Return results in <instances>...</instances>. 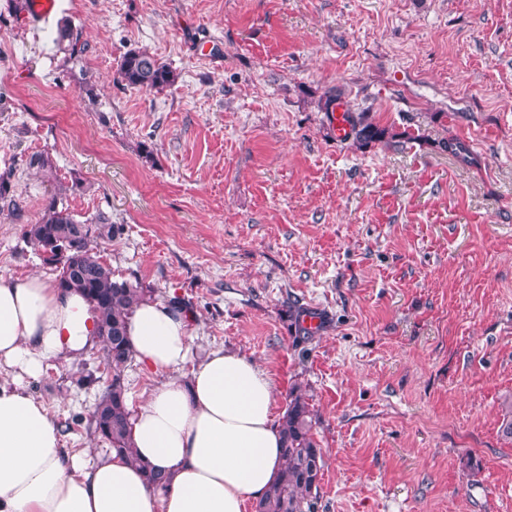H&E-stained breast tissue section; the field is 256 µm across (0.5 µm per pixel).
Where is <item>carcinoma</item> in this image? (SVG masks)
Listing matches in <instances>:
<instances>
[{"label": "carcinoma", "mask_w": 512, "mask_h": 512, "mask_svg": "<svg viewBox=\"0 0 512 512\" xmlns=\"http://www.w3.org/2000/svg\"><path fill=\"white\" fill-rule=\"evenodd\" d=\"M55 41L78 49V35L68 23L57 27ZM177 75L167 64L146 50L131 49L117 63L113 80L140 89H163L175 84ZM356 143L363 147L395 138L416 140L420 135L405 130L392 133L368 120L366 112L344 113ZM11 171L0 173V211L16 218L21 208L12 189ZM60 190L48 196L38 222L27 225L25 236L41 253L43 261L58 271L55 285L83 293L98 314V338L104 347V361L112 377L107 381L90 414L92 432L112 448L137 460L131 445V411L126 399L125 369L134 361L126 334V320L140 302L152 297L151 290L114 278L112 267L103 259L99 241L112 240L114 224L102 213L77 218ZM313 414L308 398L299 387L288 395V406L280 420L283 438L282 463L274 482L255 503V512H315L319 484L324 469L322 449L312 434Z\"/></svg>", "instance_id": "1"}]
</instances>
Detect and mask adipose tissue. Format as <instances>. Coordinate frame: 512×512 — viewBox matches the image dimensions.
Listing matches in <instances>:
<instances>
[{
	"label": "adipose tissue",
	"instance_id": "ef3b65f1",
	"mask_svg": "<svg viewBox=\"0 0 512 512\" xmlns=\"http://www.w3.org/2000/svg\"><path fill=\"white\" fill-rule=\"evenodd\" d=\"M97 322L79 292L0 276V512H246L280 466L274 382L236 352L194 357L192 317L170 303L141 302L128 318L135 362L162 377L130 417L137 461L63 451L28 383L96 344ZM151 469L166 486L148 483Z\"/></svg>",
	"mask_w": 512,
	"mask_h": 512
}]
</instances>
